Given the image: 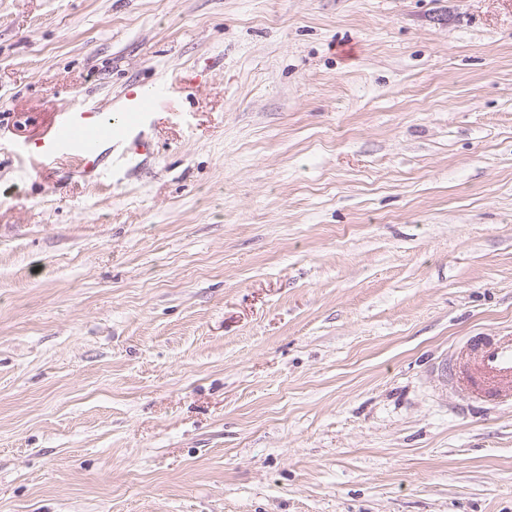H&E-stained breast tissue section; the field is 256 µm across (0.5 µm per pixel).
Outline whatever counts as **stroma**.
Wrapping results in <instances>:
<instances>
[{"label": "stroma", "instance_id": "obj_1", "mask_svg": "<svg viewBox=\"0 0 512 512\" xmlns=\"http://www.w3.org/2000/svg\"><path fill=\"white\" fill-rule=\"evenodd\" d=\"M177 101L33 177L56 111ZM512 0H0V512H512ZM472 351L476 373L461 378L449 370L452 387H462L478 400L498 397V385L512 383V336L475 340Z\"/></svg>", "mask_w": 512, "mask_h": 512}]
</instances>
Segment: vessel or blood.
Listing matches in <instances>:
<instances>
[{
	"instance_id": "1",
	"label": "vessel or blood",
	"mask_w": 512,
	"mask_h": 512,
	"mask_svg": "<svg viewBox=\"0 0 512 512\" xmlns=\"http://www.w3.org/2000/svg\"><path fill=\"white\" fill-rule=\"evenodd\" d=\"M172 101L167 86L133 82L128 84L119 109L76 106L56 112L48 131L34 142H22L19 150L32 158L38 174L64 162L93 173L101 165L103 145L136 139L157 113L171 108ZM472 350L475 373L452 377V386L465 389L478 400L498 397L499 385L512 383V336L475 340Z\"/></svg>"
}]
</instances>
